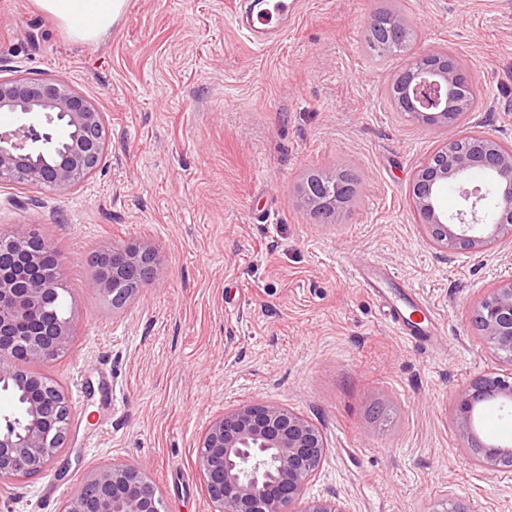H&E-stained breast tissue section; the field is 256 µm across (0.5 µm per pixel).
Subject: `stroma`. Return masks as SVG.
Returning a JSON list of instances; mask_svg holds the SVG:
<instances>
[{"label":"stroma","instance_id":"stroma-1","mask_svg":"<svg viewBox=\"0 0 512 512\" xmlns=\"http://www.w3.org/2000/svg\"><path fill=\"white\" fill-rule=\"evenodd\" d=\"M233 0H126L83 45L35 0H0V77L54 75L105 116L97 172L65 192L0 187V233L36 224L65 258L80 320L68 348L29 371L76 407L41 472L0 486V512H62L97 467L142 466L164 512H215L197 463L206 424L271 401L323 432L308 498L347 512H512V470L478 463L456 394L495 366L472 322L512 280V241L448 257L427 245L407 190L438 145L386 87L409 55L374 56L377 10L405 16L414 52L469 69L472 120L512 143V0H305L273 45L250 44ZM348 170L353 198L313 221L302 187ZM151 247L164 278L112 312L91 288L101 247ZM393 269L436 313L421 349L351 277Z\"/></svg>","mask_w":512,"mask_h":512}]
</instances>
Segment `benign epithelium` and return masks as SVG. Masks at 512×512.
Segmentation results:
<instances>
[{
  "label": "benign epithelium",
  "mask_w": 512,
  "mask_h": 512,
  "mask_svg": "<svg viewBox=\"0 0 512 512\" xmlns=\"http://www.w3.org/2000/svg\"><path fill=\"white\" fill-rule=\"evenodd\" d=\"M409 30L391 14L385 27L395 40ZM472 79L446 50L412 57L387 88L395 109L419 125L443 132L441 147L418 166L409 200L425 241L450 255L485 254L512 239V144L473 125ZM0 112H15L17 130L0 135V184L25 182L64 192L92 175L105 150L103 115L94 104L55 78L0 80ZM68 137L53 142L51 126ZM484 171L487 188L470 186L468 174ZM455 187L461 208L450 215L440 204L442 189ZM356 187L346 176L309 177L302 193L312 213L336 209ZM63 262L54 241L30 224L0 235V384L12 380L28 394L22 428L0 416V485L34 475L67 439L72 406L52 380L24 369L49 361L70 343L79 313L59 316L52 308L65 290ZM92 286L112 309L123 307L138 286L159 281L164 268L154 250L138 243L112 245L92 258ZM474 321L491 357L507 363L479 375L458 393L455 422L479 442L475 413L488 402L512 403V281L487 289L474 304ZM322 431L302 415L273 402L240 406L209 422L197 462L217 512H347L337 500L303 501L306 485L326 455ZM479 462L512 468V444L487 445ZM162 500L136 464L114 461L98 467L68 498L64 512H161Z\"/></svg>",
  "instance_id": "7a95c632"
}]
</instances>
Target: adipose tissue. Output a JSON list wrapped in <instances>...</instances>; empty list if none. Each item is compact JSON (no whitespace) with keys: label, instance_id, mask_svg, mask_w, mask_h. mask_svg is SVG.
I'll list each match as a JSON object with an SVG mask.
<instances>
[{"label":"adipose tissue","instance_id":"1","mask_svg":"<svg viewBox=\"0 0 512 512\" xmlns=\"http://www.w3.org/2000/svg\"><path fill=\"white\" fill-rule=\"evenodd\" d=\"M37 7L77 43L96 44L121 14L125 0H36Z\"/></svg>","mask_w":512,"mask_h":512}]
</instances>
